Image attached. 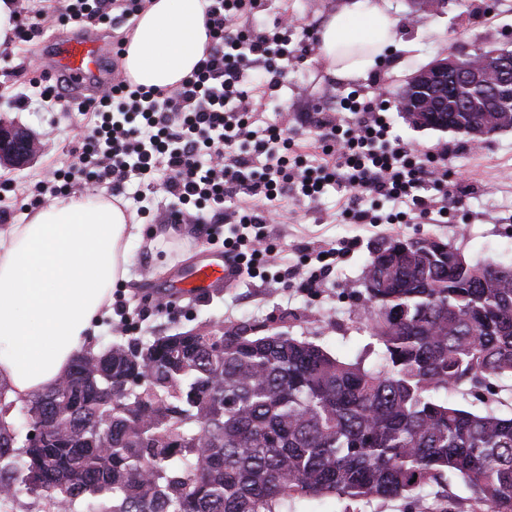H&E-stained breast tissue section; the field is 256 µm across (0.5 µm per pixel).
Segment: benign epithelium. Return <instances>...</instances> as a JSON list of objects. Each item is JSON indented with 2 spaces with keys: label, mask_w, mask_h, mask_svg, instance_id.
Returning a JSON list of instances; mask_svg holds the SVG:
<instances>
[{
  "label": "benign epithelium",
  "mask_w": 512,
  "mask_h": 512,
  "mask_svg": "<svg viewBox=\"0 0 512 512\" xmlns=\"http://www.w3.org/2000/svg\"><path fill=\"white\" fill-rule=\"evenodd\" d=\"M512 48L452 47L427 66L410 75L397 106L418 129L432 126V114L447 112V130L469 137L474 145L512 128ZM481 112L475 121L469 113ZM42 151L39 137L26 129L0 123V157L22 166Z\"/></svg>",
  "instance_id": "1"
}]
</instances>
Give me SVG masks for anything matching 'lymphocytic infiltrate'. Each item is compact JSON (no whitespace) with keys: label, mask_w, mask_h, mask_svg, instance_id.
<instances>
[{"label":"lymphocytic infiltrate","mask_w":512,"mask_h":512,"mask_svg":"<svg viewBox=\"0 0 512 512\" xmlns=\"http://www.w3.org/2000/svg\"><path fill=\"white\" fill-rule=\"evenodd\" d=\"M257 0H208L205 7L209 42L192 74L170 92L147 90L118 81L94 97L72 102L60 84L46 86L41 99L61 111L77 110L84 131L73 141L63 167L51 168L59 183L54 197L84 184L92 192L126 195L132 181L150 187L155 173L170 196L166 221L192 220L207 242H214L224 226V204L236 203L239 214L234 236L225 240L226 257L235 272L251 270L258 260L265 226L272 212L259 208L260 200L292 196L316 199L334 184L359 195L385 197L406 203L419 214L429 209L419 191L425 183H444L447 166L435 165L430 155L389 140L383 104L350 98L357 120L346 132L329 128L322 149L325 162L311 165L292 151L281 129H254L251 90L267 92L274 80L247 78L243 59L254 56L267 62L290 58L287 36L255 34L242 25L246 5ZM144 0H31L28 17L19 30L21 41L38 36L40 25L51 17L72 22H101L119 9L122 20L143 10ZM242 141L245 154L225 159L224 147ZM265 157L262 170L253 160Z\"/></svg>","instance_id":"1"}]
</instances>
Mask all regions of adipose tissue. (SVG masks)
Returning <instances> with one entry per match:
<instances>
[{
	"mask_svg": "<svg viewBox=\"0 0 512 512\" xmlns=\"http://www.w3.org/2000/svg\"><path fill=\"white\" fill-rule=\"evenodd\" d=\"M397 39L389 0H346L318 30L322 57L345 81L366 77ZM207 41L203 0H149L125 47V72L134 84L173 89ZM142 232L125 203L86 191L0 232V385L9 400L23 404L64 375L126 279Z\"/></svg>",
	"mask_w": 512,
	"mask_h": 512,
	"instance_id": "ef3b65f1",
	"label": "adipose tissue"
}]
</instances>
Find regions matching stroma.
I'll use <instances>...</instances> for the list:
<instances>
[{
	"mask_svg": "<svg viewBox=\"0 0 512 512\" xmlns=\"http://www.w3.org/2000/svg\"><path fill=\"white\" fill-rule=\"evenodd\" d=\"M344 0H261L246 22L253 33H270L275 22L288 26V46L296 56L285 62L279 84L262 99L256 116L260 127L275 126L303 146L305 153L321 157L317 142L323 124L348 128L354 115L346 106L351 93L385 101L390 135L423 152L447 153L448 183L427 184L422 189L434 212L408 213L401 222L384 223L395 211L394 203L365 199L363 208L381 216L378 224L353 223L347 213L350 192L328 188L318 199L279 201L274 224L266 228L275 250V262L262 275H242L219 291L204 296L169 297L168 280L206 247L193 225L164 223L169 202L164 192L153 195L142 214L144 243L131 247L129 279L116 286L112 303L98 319L92 342L105 347L117 337L148 339L158 332L173 334L202 324L224 327L248 325L259 332H285L331 351L347 361L378 366L384 347L372 337L369 314L362 303L366 263L374 247L392 239L435 237L452 243L470 262L512 264V131L495 134L478 147L451 131L417 129L397 108L405 78L450 46L500 47L512 42V0H443L437 11L416 19L411 0H390L399 29L396 48L384 53L365 78L344 81L332 76L312 44L322 18ZM71 23L48 21L44 33L32 44L16 40L0 50V121L25 127L40 137V155L22 167L0 164V183H20L40 173L62 157L83 121L74 112L40 106L31 81L45 68L43 50L49 35H65ZM32 97L25 110L9 108L15 93ZM446 205V216L435 209ZM353 250L329 266L315 287L302 281L318 263L317 252ZM459 407L503 416L512 415V379L494 382L491 390L462 385L450 390ZM467 497L463 483L449 479L408 498H374L350 501L336 497L297 498L288 512H432L441 495Z\"/></svg>",
	"mask_w": 512,
	"mask_h": 512,
	"instance_id": "stroma-1",
	"label": "stroma"
}]
</instances>
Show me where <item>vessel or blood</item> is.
Segmentation results:
<instances>
[{
  "label": "vessel or blood",
  "mask_w": 512,
  "mask_h": 512,
  "mask_svg": "<svg viewBox=\"0 0 512 512\" xmlns=\"http://www.w3.org/2000/svg\"><path fill=\"white\" fill-rule=\"evenodd\" d=\"M119 63L116 47L106 44L94 30L83 26L49 46V77L64 81L76 95L109 86L110 72ZM231 279L223 255L206 250L198 263L179 269L173 276L172 292L204 295L211 289L223 287Z\"/></svg>",
  "instance_id": "b4317fda"
}]
</instances>
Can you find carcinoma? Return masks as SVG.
Instances as JSON below:
<instances>
[{"label": "carcinoma", "mask_w": 512, "mask_h": 512, "mask_svg": "<svg viewBox=\"0 0 512 512\" xmlns=\"http://www.w3.org/2000/svg\"><path fill=\"white\" fill-rule=\"evenodd\" d=\"M395 248L364 301L381 366L283 332L200 326L76 353L20 409L0 388V512H278L295 497H408L453 474L436 512H512V417L436 394L512 377V266ZM503 277L497 278L492 267Z\"/></svg>", "instance_id": "1"}]
</instances>
